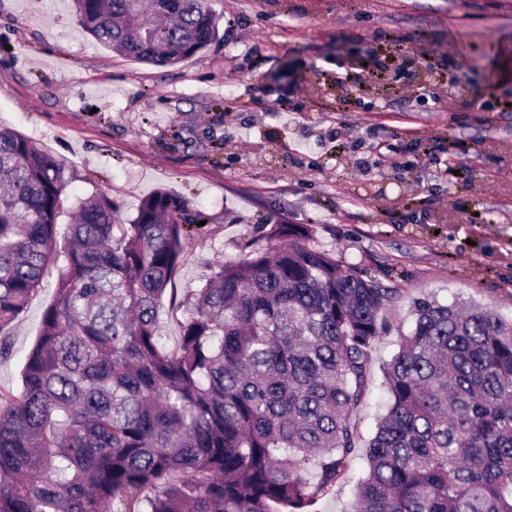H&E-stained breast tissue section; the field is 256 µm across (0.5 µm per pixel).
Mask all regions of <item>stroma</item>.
Wrapping results in <instances>:
<instances>
[{
  "label": "stroma",
  "mask_w": 512,
  "mask_h": 512,
  "mask_svg": "<svg viewBox=\"0 0 512 512\" xmlns=\"http://www.w3.org/2000/svg\"><path fill=\"white\" fill-rule=\"evenodd\" d=\"M216 39L173 67L98 43L71 0H0V125L63 160L65 213L103 194L130 222L164 189L188 199L159 321L175 346L181 299L212 269L269 247L286 222L394 289L357 417L385 413L383 367L414 300H465L512 319V0H211ZM57 269L7 328L0 398L54 299Z\"/></svg>",
  "instance_id": "1"
}]
</instances>
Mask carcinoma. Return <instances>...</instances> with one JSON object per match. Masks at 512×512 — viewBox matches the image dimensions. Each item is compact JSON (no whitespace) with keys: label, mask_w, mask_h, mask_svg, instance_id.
<instances>
[{"label":"carcinoma","mask_w":512,"mask_h":512,"mask_svg":"<svg viewBox=\"0 0 512 512\" xmlns=\"http://www.w3.org/2000/svg\"><path fill=\"white\" fill-rule=\"evenodd\" d=\"M72 2L98 42L155 66L217 30L209 0ZM64 174L0 126V355L59 267L22 388L0 404V512H309L355 458L393 290L275 224L288 245L214 268L168 349L158 316L188 201L158 190L121 224L95 196L60 246ZM412 314L352 512H512V320L435 298Z\"/></svg>","instance_id":"carcinoma-1"}]
</instances>
